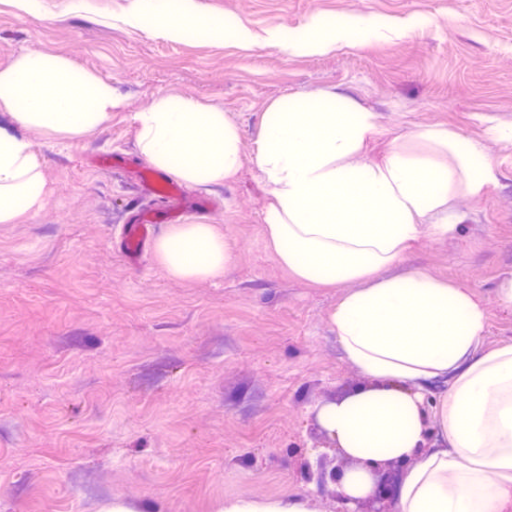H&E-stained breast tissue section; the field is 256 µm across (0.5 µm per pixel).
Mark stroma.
Returning a JSON list of instances; mask_svg holds the SVG:
<instances>
[{"label":"stroma","mask_w":512,"mask_h":512,"mask_svg":"<svg viewBox=\"0 0 512 512\" xmlns=\"http://www.w3.org/2000/svg\"><path fill=\"white\" fill-rule=\"evenodd\" d=\"M179 8L235 19L254 42H173L123 22ZM353 14L425 25L324 55L264 41ZM28 49L93 71L125 107L64 146L29 134L47 204L0 224V512H101L117 499L213 512L306 486L316 512H336L334 484L317 476L349 462L317 411L358 383L329 322L347 289L278 265L251 163L266 110L294 93L332 90L384 125H446L484 147L498 185L461 200L456 233L408 263L485 304L484 348L512 343V309L496 297L512 277V139L485 124L512 125V0H0V68ZM168 94L222 109L244 160L229 183L181 186L175 215L139 179L151 167L134 120ZM144 215L160 235L215 225L231 265L213 282L176 280L148 240L129 263L120 231Z\"/></svg>","instance_id":"35a3bbf8"}]
</instances>
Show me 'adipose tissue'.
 <instances>
[{
  "mask_svg": "<svg viewBox=\"0 0 512 512\" xmlns=\"http://www.w3.org/2000/svg\"><path fill=\"white\" fill-rule=\"evenodd\" d=\"M145 25L179 42L198 34L246 44L224 18L164 11ZM360 16L313 19L295 38L268 43L320 55L395 32ZM122 105L112 85L66 58L29 49L0 69V112L53 143L99 129ZM139 150L157 171L189 186L231 181L242 166L237 126L223 110L181 95L157 97L135 117ZM252 163L269 202L264 227L278 264L295 278L352 284L330 315L362 384L323 405L321 427L353 468L336 477L343 512L376 493L379 470L399 466L392 512H512V343L483 349L484 305L415 268L388 276L422 240L452 234L457 200L480 198L499 178L482 149L439 125L396 132L333 91L270 105ZM387 140L375 159L367 146ZM45 179L28 140L0 127V224L38 213ZM153 252L167 275L213 280L232 261L211 224H174ZM313 491L273 499L228 498L215 512H313Z\"/></svg>",
  "mask_w": 512,
  "mask_h": 512,
  "instance_id": "adipose-tissue-1",
  "label": "adipose tissue"
}]
</instances>
